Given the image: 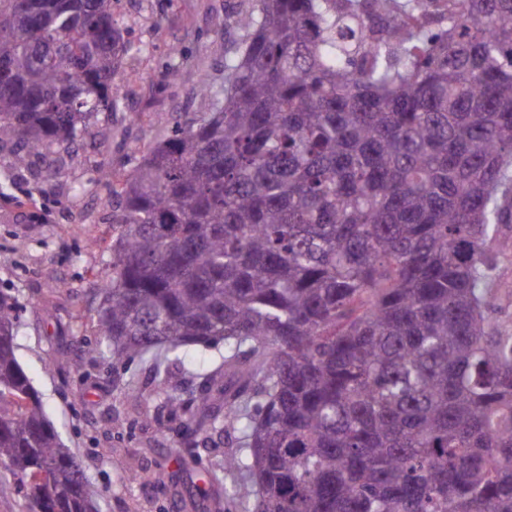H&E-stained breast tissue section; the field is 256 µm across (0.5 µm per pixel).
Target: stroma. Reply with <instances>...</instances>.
I'll return each mask as SVG.
<instances>
[{"label":"stroma","mask_w":512,"mask_h":512,"mask_svg":"<svg viewBox=\"0 0 512 512\" xmlns=\"http://www.w3.org/2000/svg\"><path fill=\"white\" fill-rule=\"evenodd\" d=\"M250 0H116L115 16L131 51L114 81L123 108L96 112L78 143L58 149L49 168L12 164L0 147V289L19 303L16 355L62 442L98 488L99 512H178L202 500L236 436L219 449L185 446L183 416H169L149 368L113 364L97 331L95 273L111 255L112 207L97 180L101 163L122 168L128 154L166 136L175 121L207 111L201 75L221 76L234 41L230 16ZM177 77H168L172 60ZM223 343L185 348L171 364L168 388L190 394ZM135 379L147 407L124 398ZM166 431H159V424Z\"/></svg>","instance_id":"35a3bbf8"}]
</instances>
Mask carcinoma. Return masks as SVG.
<instances>
[{
  "mask_svg": "<svg viewBox=\"0 0 512 512\" xmlns=\"http://www.w3.org/2000/svg\"><path fill=\"white\" fill-rule=\"evenodd\" d=\"M251 0L209 111L98 169L112 258L97 326L159 386L224 341L195 405L239 435L238 512H512V0ZM114 0H0V145L19 169L117 112ZM0 292V468L38 512L97 489L18 361ZM495 251L500 262L498 267V280L501 284L500 291L512 293V224L504 228L495 241Z\"/></svg>",
  "mask_w": 512,
  "mask_h": 512,
  "instance_id": "obj_1",
  "label": "carcinoma"
}]
</instances>
